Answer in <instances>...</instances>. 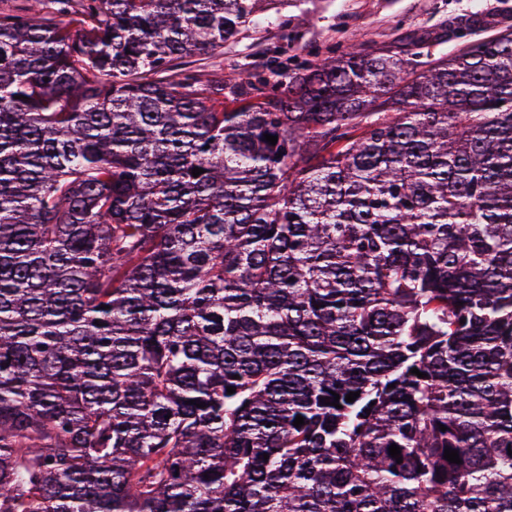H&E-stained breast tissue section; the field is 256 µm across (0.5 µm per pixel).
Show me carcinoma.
I'll list each match as a JSON object with an SVG mask.
<instances>
[{
  "mask_svg": "<svg viewBox=\"0 0 512 512\" xmlns=\"http://www.w3.org/2000/svg\"><path fill=\"white\" fill-rule=\"evenodd\" d=\"M256 2L0 9V512H512V30L181 66Z\"/></svg>",
  "mask_w": 512,
  "mask_h": 512,
  "instance_id": "obj_1",
  "label": "carcinoma"
}]
</instances>
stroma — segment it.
<instances>
[{
    "instance_id": "1",
    "label": "stroma",
    "mask_w": 512,
    "mask_h": 512,
    "mask_svg": "<svg viewBox=\"0 0 512 512\" xmlns=\"http://www.w3.org/2000/svg\"><path fill=\"white\" fill-rule=\"evenodd\" d=\"M471 21L469 38H488L512 26V0H259L250 28L224 48V78L266 75L267 59L301 64L329 49L363 43L371 53L424 41L432 56L453 54L448 34L458 20Z\"/></svg>"
}]
</instances>
